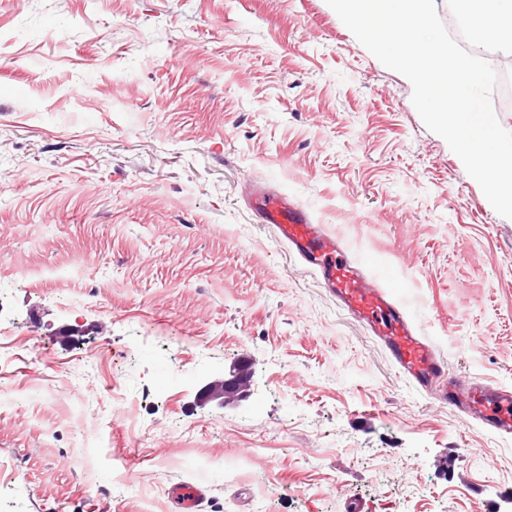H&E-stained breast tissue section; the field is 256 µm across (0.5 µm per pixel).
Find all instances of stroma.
I'll return each instance as SVG.
<instances>
[{"mask_svg": "<svg viewBox=\"0 0 512 512\" xmlns=\"http://www.w3.org/2000/svg\"><path fill=\"white\" fill-rule=\"evenodd\" d=\"M412 91L326 0H0V512H182L192 481L194 512H512V437L406 381L242 193L512 389V219Z\"/></svg>", "mask_w": 512, "mask_h": 512, "instance_id": "obj_1", "label": "stroma"}]
</instances>
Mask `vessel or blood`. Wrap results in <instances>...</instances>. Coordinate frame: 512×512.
Returning a JSON list of instances; mask_svg holds the SVG:
<instances>
[{
    "label": "vessel or blood",
    "mask_w": 512,
    "mask_h": 512,
    "mask_svg": "<svg viewBox=\"0 0 512 512\" xmlns=\"http://www.w3.org/2000/svg\"><path fill=\"white\" fill-rule=\"evenodd\" d=\"M248 196L258 222L274 227L279 240L378 339L404 378L499 433L512 434V391L449 377L444 359L420 336L404 304L388 289V272L376 271L372 260L353 253L287 195L256 186Z\"/></svg>",
    "instance_id": "vessel-or-blood-1"
}]
</instances>
